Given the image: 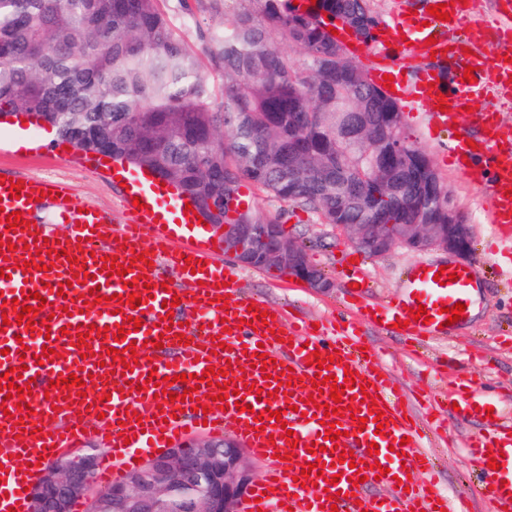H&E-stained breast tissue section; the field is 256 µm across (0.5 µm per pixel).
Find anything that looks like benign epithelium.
Returning <instances> with one entry per match:
<instances>
[{
  "label": "benign epithelium",
  "mask_w": 512,
  "mask_h": 512,
  "mask_svg": "<svg viewBox=\"0 0 512 512\" xmlns=\"http://www.w3.org/2000/svg\"><path fill=\"white\" fill-rule=\"evenodd\" d=\"M224 251L253 268L286 266L293 276L318 291L333 283L315 274L308 254L280 233L276 224L218 225ZM357 246L373 256L396 247L415 251L441 248L459 256L471 252L470 225L448 204L446 224H401L386 237L376 224H343ZM98 455L65 454L52 463L32 487L31 512H72L74 503H86V512H238L247 495L253 471L239 442L231 438L196 439L187 445L154 453L122 481L96 491L93 477Z\"/></svg>",
  "instance_id": "obj_1"
}]
</instances>
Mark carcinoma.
Masks as SVG:
<instances>
[{"label":"carcinoma","mask_w":512,"mask_h":512,"mask_svg":"<svg viewBox=\"0 0 512 512\" xmlns=\"http://www.w3.org/2000/svg\"><path fill=\"white\" fill-rule=\"evenodd\" d=\"M200 32L224 73V101L177 34L163 0H0V112L40 117L84 152L157 166L198 200H224L247 179L324 224L420 223L446 188L407 141L402 111L367 83L336 20L367 44L381 24L370 0H209ZM303 53L300 65L281 45ZM400 139L405 153L390 151ZM217 224H276L246 210Z\"/></svg>","instance_id":"cac0c4a2"}]
</instances>
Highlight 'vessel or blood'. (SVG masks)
<instances>
[{
    "instance_id": "b4317fda",
    "label": "vessel or blood",
    "mask_w": 512,
    "mask_h": 512,
    "mask_svg": "<svg viewBox=\"0 0 512 512\" xmlns=\"http://www.w3.org/2000/svg\"><path fill=\"white\" fill-rule=\"evenodd\" d=\"M445 4L448 19L423 11L399 14L394 25L380 27L373 44L367 45L338 30L339 40L368 69L372 83L393 91L403 110L426 117L423 133L432 138L453 135L449 149L452 165L465 177L480 173L493 233L503 256L512 259V125L501 121L493 108L498 97L512 94V0H505L497 20L498 48L485 52L488 31L472 23L462 37L443 33L460 27L467 8L463 0H428ZM434 59L441 67L422 71L405 80L402 62ZM474 82H467L465 69ZM446 108H439V101ZM128 193L120 200L124 222L113 228L106 213L94 206L78 210L67 201L65 183L43 176L23 178L19 196H12L10 181L0 179V240L11 242L12 251L0 258V313L9 324L0 332V388L27 386L29 380H49L48 393L0 397V447L9 458L0 460V512H28L27 483L39 472V461H50L74 443L88 437L112 449V463L101 479L118 469L135 466L138 449L162 448L180 440L195 424L215 423L218 431L231 432L266 466L254 485L242 512H470L468 498L444 499L430 473L433 461L422 443L419 420L405 407L402 390L381 370L371 352L363 348L355 325L342 328L327 323L319 327L296 325L283 308L259 303L230 287L238 268L222 262L223 240L205 230L185 237L177 224L194 223L185 210V196L150 184L140 190V176L128 173ZM47 194L55 203L60 223L70 231L59 234L48 225L31 223L8 228L6 217L14 211L35 209L36 197ZM117 256L127 275L109 274L103 259ZM195 261L187 270V261ZM34 264L23 272L21 262ZM147 277L138 308L120 305L139 277ZM479 280L477 264L439 266L421 259L411 264L402 295L387 304L362 306L373 324L392 330L404 321V335L430 338L446 335L447 308L474 305ZM47 300L33 314L34 329L16 324V309L26 306L28 293ZM98 305H90L91 297ZM179 306H171L172 297ZM425 308L427 321L410 314ZM171 324H164L165 314ZM141 321L138 331L114 341L113 334L128 319ZM110 337H103L102 328ZM164 343L163 358H155L154 342ZM56 350L53 361L39 362L44 348ZM135 353L138 362L125 370L114 361L111 349ZM330 361L329 372L337 380L353 373L355 386L345 389L338 405L341 418L338 441L326 440L321 424L330 392L320 391L313 378L318 371L313 356ZM226 369L229 389L239 390L249 405L239 411L234 399L217 401L218 387L201 383L191 400H171L186 385L178 374ZM292 370V385L280 384L281 371ZM77 374L85 381L84 395L59 386V379ZM173 377L171 393H157L155 385ZM383 411L385 423L370 418L371 406ZM280 412V420L266 419L258 430L256 414ZM293 430L298 446L286 442L284 430ZM378 456H370L371 444ZM319 445L308 453V445ZM477 467L476 494L512 512V421L494 410L489 429L470 442ZM353 452L352 464L340 462L341 451ZM498 469H490L489 460ZM385 467L380 478L369 475L373 465ZM309 469L308 484L297 483L302 469ZM367 482L353 484L357 474Z\"/></svg>"
}]
</instances>
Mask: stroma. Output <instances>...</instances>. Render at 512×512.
<instances>
[{
    "mask_svg": "<svg viewBox=\"0 0 512 512\" xmlns=\"http://www.w3.org/2000/svg\"><path fill=\"white\" fill-rule=\"evenodd\" d=\"M402 122L410 143L429 157L437 174L448 185L454 204L468 220L472 234L470 257L478 259L492 237L478 186L449 166L447 136H440L434 143L425 141L422 119L413 112L403 113ZM20 137L32 141L33 149L16 148L15 141ZM63 146L53 127L23 125L12 117L2 119L0 175L59 179L69 186L74 202L107 211L113 226H120L123 186L113 180L111 170L99 173L64 163ZM240 188L251 195L253 210L280 214L288 239L305 244L312 264L334 283L330 292L323 293L279 272L245 267L238 285L245 295L283 307L295 320L323 318L355 322L359 311L352 300V279L364 280L362 300L369 304L381 305L389 296L403 293L402 270L419 259L418 251L398 247L379 257L357 252L338 228L322 223L309 207L283 204L247 180L241 181ZM475 307L466 324L427 349L415 347L406 337L375 326L366 327L365 343L370 350L380 353L382 363L397 376L406 392L420 387L441 396L451 392L460 377L470 375L477 382L478 397L504 405L512 399V345L501 343L502 336L512 332V273L507 268L490 262L483 265ZM486 423V418L481 416L461 417L452 412L438 432L430 435L428 450L437 460L436 476L448 495L468 490L464 443Z\"/></svg>",
    "mask_w": 512,
    "mask_h": 512,
    "instance_id": "stroma-1",
    "label": "stroma"
}]
</instances>
